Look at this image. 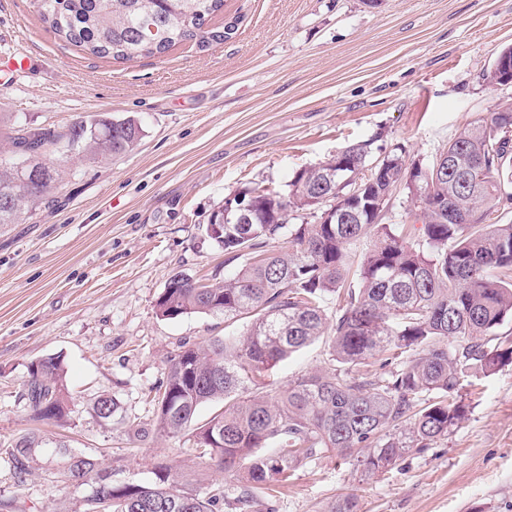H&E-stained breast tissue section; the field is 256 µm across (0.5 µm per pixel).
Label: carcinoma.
I'll return each mask as SVG.
<instances>
[{
  "label": "carcinoma",
  "instance_id": "carcinoma-1",
  "mask_svg": "<svg viewBox=\"0 0 512 512\" xmlns=\"http://www.w3.org/2000/svg\"><path fill=\"white\" fill-rule=\"evenodd\" d=\"M40 19L65 42L97 58L132 61L158 56L188 41L221 43L224 0H34ZM143 136L134 117L67 128L12 126L0 139V225L15 224L62 179L48 158L60 143L89 154L125 155ZM383 137L352 143L330 159L297 171L288 192L253 187L239 192L254 217L245 232L224 223L210 239L227 261L242 260L231 278L203 283L177 271L156 304L174 320L191 313L246 320L237 336L183 346L170 356L157 388L154 432L174 437L190 428L200 407H222L195 437L218 439L201 454L218 473L236 474L240 512L260 493L289 479L326 453L352 460L373 475L413 448L445 439L464 418V383L512 364V343L496 342L512 320V224L494 214L512 201V103L464 126L444 156L425 164L405 146L374 153ZM29 182L20 183L19 171ZM415 209L417 227L401 232L383 223L399 186ZM288 237V249L265 244ZM370 245L360 265L351 246ZM336 300L328 314L325 301ZM332 336L329 366L275 387L265 381L274 363L320 336ZM370 359L384 372H361ZM35 419L71 413L63 361L30 363L25 380ZM118 410L109 396L92 412L106 425ZM39 440L22 436L5 454L15 477L31 473ZM67 453L61 479L98 487V461ZM90 512H220L224 487L205 495L178 488L166 466L154 480L90 497Z\"/></svg>",
  "mask_w": 512,
  "mask_h": 512
}]
</instances>
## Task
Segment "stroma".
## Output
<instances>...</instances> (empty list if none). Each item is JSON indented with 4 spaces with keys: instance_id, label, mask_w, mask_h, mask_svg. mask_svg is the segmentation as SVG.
<instances>
[{
    "instance_id": "35a3bbf8",
    "label": "stroma",
    "mask_w": 512,
    "mask_h": 512,
    "mask_svg": "<svg viewBox=\"0 0 512 512\" xmlns=\"http://www.w3.org/2000/svg\"><path fill=\"white\" fill-rule=\"evenodd\" d=\"M234 27L221 44H188L160 57L100 59L64 42L33 0H0V57L29 68L0 71L6 124L60 128L138 116L132 152L85 157L55 147L65 170L55 206L39 201L0 225V512H87V485L62 483L56 444L102 460L121 487L170 467L181 488L234 477L214 473L191 434L136 439L152 425L155 389L182 344L238 333L223 316L166 320L155 302L178 271L224 274V251L205 227L225 197L249 187L281 192L300 169L383 133L411 158L432 162L477 114L512 103V86L485 73L512 44V0H226ZM322 336L278 362L277 385L324 367ZM61 357L72 411L33 420L23 397L31 362ZM109 394V425L91 413ZM465 418L427 448L368 476L330 454L260 499L257 512H325L351 494L358 512H512V365L475 380ZM41 438L36 465L17 483L4 453Z\"/></svg>"
}]
</instances>
